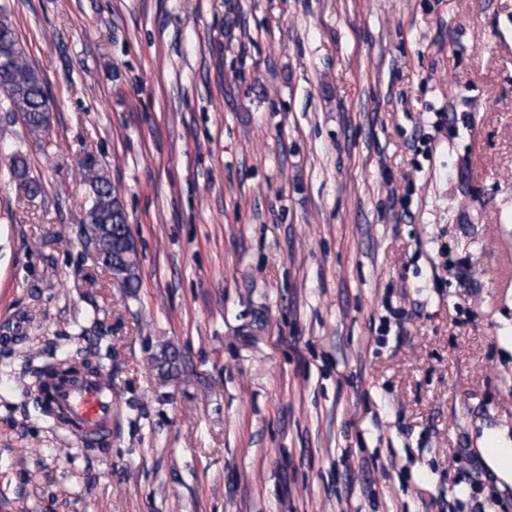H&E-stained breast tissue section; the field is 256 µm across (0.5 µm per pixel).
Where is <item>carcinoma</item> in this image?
Instances as JSON below:
<instances>
[{
  "label": "carcinoma",
  "instance_id": "1",
  "mask_svg": "<svg viewBox=\"0 0 512 512\" xmlns=\"http://www.w3.org/2000/svg\"><path fill=\"white\" fill-rule=\"evenodd\" d=\"M0 91L5 100L0 110L12 117H20L29 131L40 136L46 127V113L50 111V95L43 79L27 61L15 30L7 17L0 18ZM88 186L85 216L95 218L96 226L80 224L81 236L93 245L101 266L119 279V283L133 293L139 287L137 259L128 253L126 214L112 188L98 158L86 153L80 160ZM12 175L21 181L29 198L42 192L41 184L29 176L26 154L16 150L10 157ZM178 354L164 349L156 358L159 375L167 379L178 369Z\"/></svg>",
  "mask_w": 512,
  "mask_h": 512
}]
</instances>
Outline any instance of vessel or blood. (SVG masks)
I'll use <instances>...</instances> for the list:
<instances>
[{"instance_id": "1", "label": "vessel or blood", "mask_w": 512, "mask_h": 512, "mask_svg": "<svg viewBox=\"0 0 512 512\" xmlns=\"http://www.w3.org/2000/svg\"><path fill=\"white\" fill-rule=\"evenodd\" d=\"M114 390L108 374L78 378L53 390L50 407L65 427L101 445L112 438Z\"/></svg>"}]
</instances>
